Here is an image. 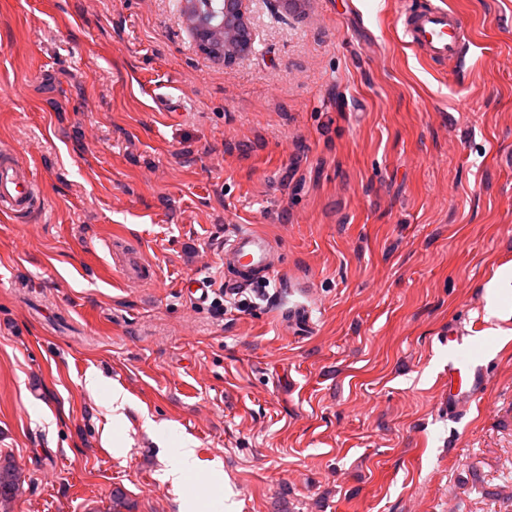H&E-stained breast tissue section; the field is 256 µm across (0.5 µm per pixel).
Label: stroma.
Returning <instances> with one entry per match:
<instances>
[{"label":"stroma","instance_id":"stroma-1","mask_svg":"<svg viewBox=\"0 0 512 512\" xmlns=\"http://www.w3.org/2000/svg\"><path fill=\"white\" fill-rule=\"evenodd\" d=\"M417 3L461 16L465 62L409 47L403 0H248L254 49L229 64L183 0H0V152L41 190L0 213L11 512H107L116 489L131 512H512V340L479 315L512 263V0ZM246 228L282 271L219 315L180 283H223ZM120 239L152 284L124 282ZM292 302L311 336L282 325ZM452 325L490 364L456 420ZM183 437L192 502L165 478ZM281 321L297 331L306 332L314 327L312 308L306 303L297 302L282 314Z\"/></svg>","mask_w":512,"mask_h":512}]
</instances>
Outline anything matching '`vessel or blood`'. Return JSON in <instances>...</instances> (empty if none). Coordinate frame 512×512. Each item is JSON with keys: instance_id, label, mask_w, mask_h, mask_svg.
I'll return each mask as SVG.
<instances>
[{"instance_id": "1", "label": "vessel or blood", "mask_w": 512, "mask_h": 512, "mask_svg": "<svg viewBox=\"0 0 512 512\" xmlns=\"http://www.w3.org/2000/svg\"><path fill=\"white\" fill-rule=\"evenodd\" d=\"M401 23L410 47L433 61L458 59L465 45L462 19L453 10L432 5L404 10ZM37 178L10 154L0 156V212L20 217L30 213L36 203ZM118 261L128 282L141 285L152 282L154 270L143 261L138 249L118 253ZM277 269L275 251L269 238L252 230H241L224 242V288L226 292H244L271 277ZM298 331L314 326L312 308L298 302L281 317ZM472 345L463 331L448 329V390L439 401L440 411L456 418L472 405L480 403L489 387L486 368L471 353Z\"/></svg>"}]
</instances>
